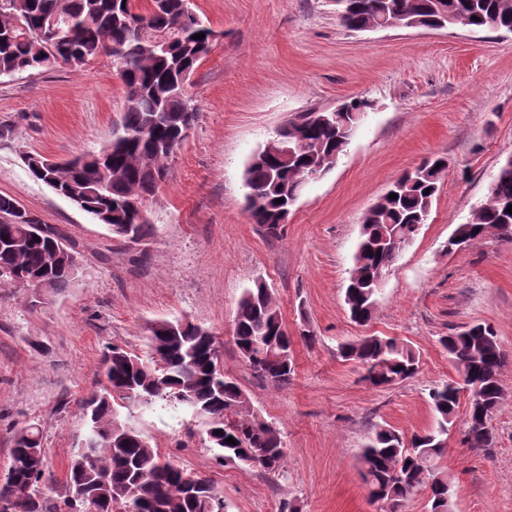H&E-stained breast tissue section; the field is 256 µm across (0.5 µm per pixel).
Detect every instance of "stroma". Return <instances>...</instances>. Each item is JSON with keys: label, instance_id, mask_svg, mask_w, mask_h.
<instances>
[{"label": "stroma", "instance_id": "1", "mask_svg": "<svg viewBox=\"0 0 512 512\" xmlns=\"http://www.w3.org/2000/svg\"><path fill=\"white\" fill-rule=\"evenodd\" d=\"M218 32L189 91L197 119L147 210L154 233L133 242L112 234L49 186L23 161H58L111 141L125 105L110 57L79 68L0 77V194L75 242L80 264L69 288L36 301L31 290L0 288V476L11 440L38 423L63 496L74 448L85 431L81 401L98 389L101 358L116 345L149 359V327L184 318L215 335L224 372L254 414L285 442L278 475L224 465L206 424L178 406L124 408L163 458L210 477L228 512H380L361 475L362 445L378 427L405 434L431 429L428 392L457 375L439 339L482 323L508 356L503 400L490 420L489 452L463 442L459 406L439 470L454 491V512H512V243L490 237L446 250L457 225L489 192L512 155V32L452 27L354 32L335 0H191ZM351 97L372 102L331 170L309 181L279 236L246 212L244 168L285 121ZM447 164L419 234L392 265L372 320L352 322L344 293L364 213L390 185L427 159ZM264 282L294 335L288 385L257 377L241 360L233 319L244 289ZM317 340L297 338L303 325ZM376 334L420 354L405 383L374 389L359 379L341 344Z\"/></svg>", "mask_w": 512, "mask_h": 512}]
</instances>
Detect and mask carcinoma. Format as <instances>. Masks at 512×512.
I'll use <instances>...</instances> for the list:
<instances>
[{
  "label": "carcinoma",
  "mask_w": 512,
  "mask_h": 512,
  "mask_svg": "<svg viewBox=\"0 0 512 512\" xmlns=\"http://www.w3.org/2000/svg\"><path fill=\"white\" fill-rule=\"evenodd\" d=\"M336 6L341 25L350 31H364L386 17L401 27L412 22L449 28L463 20L472 29L512 32V0H336ZM64 20L77 30L76 36L58 32ZM199 33L205 37L194 39ZM215 40L216 32L192 13L190 0H152L140 11L135 0H0V77L59 62L77 68L105 54L112 57L124 87L121 128L110 144L61 167L29 155L33 177L73 200L112 233L122 237L129 227V240L148 237L153 225L139 215L137 204L145 203L168 177L170 161L197 114L189 78ZM369 109V101L354 97L329 123L319 121L320 113L311 109L280 127L279 145L293 152L268 154L263 147L244 170L251 222L270 237L280 235L279 219L291 210L310 175L335 165L344 152L349 140L342 128L353 122L352 114ZM442 162L426 160L403 174L392 185L397 198L364 215L345 289L354 322L365 325L371 320L402 246L426 224L445 173ZM504 200L512 201L511 155L501 162L487 199L466 223L457 225L454 235L470 247L491 235L511 242L512 214L503 207ZM36 223L15 198L0 195V283L22 285L44 278L49 290L60 291L72 278L52 259L50 244L66 238L50 224L40 234ZM205 332L188 320L161 319L150 327L151 361L116 346L107 349L102 356L106 385L81 401L88 426L83 447L98 472L82 468L76 453L61 500L44 494L43 435L39 424L30 423L14 433L10 466L16 494L4 501L0 512H81L80 501L72 500L78 488L99 498L101 512H226L212 480L162 458L136 427L129 426L122 442H112L113 423L126 425L119 408L135 404L184 405L207 420L208 442L224 463L277 473L285 459L279 430L249 410L236 380L214 370L220 351ZM234 339L255 374L288 384L294 373L292 340L264 283L245 289L239 299ZM440 343L463 382L450 379L429 390L436 426L409 439L381 428L361 453L369 495L381 502L384 512H399L424 482L430 486V512H453L454 490L438 471V459L461 392L468 388L478 403L468 406L464 443L485 452L492 445L489 421L503 398L499 374L507 361L498 336L491 327L476 324L441 337ZM341 357L357 363L361 380L375 388L398 385L419 371L416 351L395 337L364 336L343 345ZM230 436L233 445L226 442Z\"/></svg>",
  "instance_id": "carcinoma-1"
}]
</instances>
